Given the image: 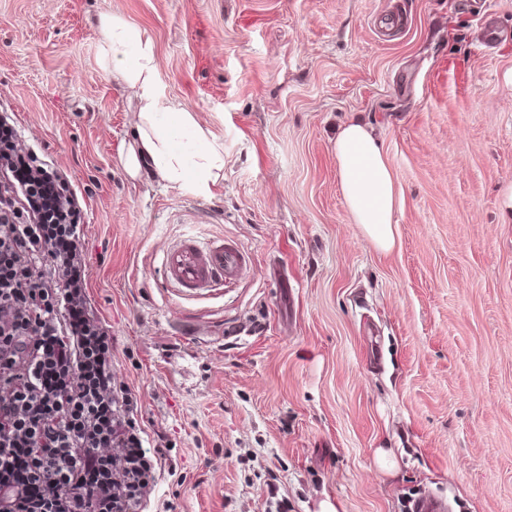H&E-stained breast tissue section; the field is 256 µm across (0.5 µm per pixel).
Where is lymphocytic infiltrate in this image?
<instances>
[{"label":"lymphocytic infiltrate","mask_w":512,"mask_h":512,"mask_svg":"<svg viewBox=\"0 0 512 512\" xmlns=\"http://www.w3.org/2000/svg\"><path fill=\"white\" fill-rule=\"evenodd\" d=\"M0 119V512H145L165 459L91 315L77 196Z\"/></svg>","instance_id":"f902f5d3"}]
</instances>
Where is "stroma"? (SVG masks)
<instances>
[{
  "label": "stroma",
  "instance_id": "35a3bbf8",
  "mask_svg": "<svg viewBox=\"0 0 512 512\" xmlns=\"http://www.w3.org/2000/svg\"><path fill=\"white\" fill-rule=\"evenodd\" d=\"M103 14L152 38L167 98L223 143L210 197L123 168ZM1 114L69 177L114 380L172 445L147 512H512V0H0ZM353 118L400 189L388 251L341 191ZM187 237L235 241L250 276L168 286Z\"/></svg>",
  "mask_w": 512,
  "mask_h": 512
}]
</instances>
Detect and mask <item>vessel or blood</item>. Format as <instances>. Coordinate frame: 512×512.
I'll use <instances>...</instances> for the list:
<instances>
[{
    "mask_svg": "<svg viewBox=\"0 0 512 512\" xmlns=\"http://www.w3.org/2000/svg\"><path fill=\"white\" fill-rule=\"evenodd\" d=\"M251 259L237 243L200 244L186 238L168 247L162 262L167 283L183 290L202 293L240 280L249 270Z\"/></svg>",
    "mask_w": 512,
    "mask_h": 512,
    "instance_id": "obj_1",
    "label": "vessel or blood"
}]
</instances>
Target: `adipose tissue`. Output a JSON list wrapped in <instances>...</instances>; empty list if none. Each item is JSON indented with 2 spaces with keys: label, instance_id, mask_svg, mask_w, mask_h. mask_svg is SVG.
Here are the masks:
<instances>
[{
  "label": "adipose tissue",
  "instance_id": "1",
  "mask_svg": "<svg viewBox=\"0 0 512 512\" xmlns=\"http://www.w3.org/2000/svg\"><path fill=\"white\" fill-rule=\"evenodd\" d=\"M97 30L99 63L129 93L136 113L124 159L127 172L137 175L146 163L161 182L209 196L224 170V146L194 112L165 98L151 37L107 14L98 18ZM334 151L341 191L355 223L379 249H392L400 190L380 142L365 122L353 119L338 128Z\"/></svg>",
  "mask_w": 512,
  "mask_h": 512
}]
</instances>
